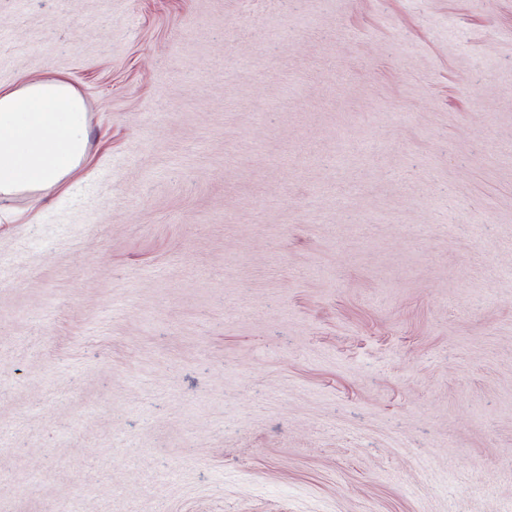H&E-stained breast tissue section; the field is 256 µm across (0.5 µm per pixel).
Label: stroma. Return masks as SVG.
Instances as JSON below:
<instances>
[{
    "label": "stroma",
    "mask_w": 512,
    "mask_h": 512,
    "mask_svg": "<svg viewBox=\"0 0 512 512\" xmlns=\"http://www.w3.org/2000/svg\"><path fill=\"white\" fill-rule=\"evenodd\" d=\"M55 77L0 512H512V0H0Z\"/></svg>",
    "instance_id": "35a3bbf8"
}]
</instances>
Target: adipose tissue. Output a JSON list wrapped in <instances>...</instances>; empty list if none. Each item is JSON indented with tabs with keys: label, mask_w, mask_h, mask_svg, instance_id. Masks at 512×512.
Returning a JSON list of instances; mask_svg holds the SVG:
<instances>
[{
	"label": "adipose tissue",
	"mask_w": 512,
	"mask_h": 512,
	"mask_svg": "<svg viewBox=\"0 0 512 512\" xmlns=\"http://www.w3.org/2000/svg\"><path fill=\"white\" fill-rule=\"evenodd\" d=\"M87 141L84 101L65 79L0 89V197L64 183L79 171Z\"/></svg>",
	"instance_id": "adipose-tissue-1"
}]
</instances>
